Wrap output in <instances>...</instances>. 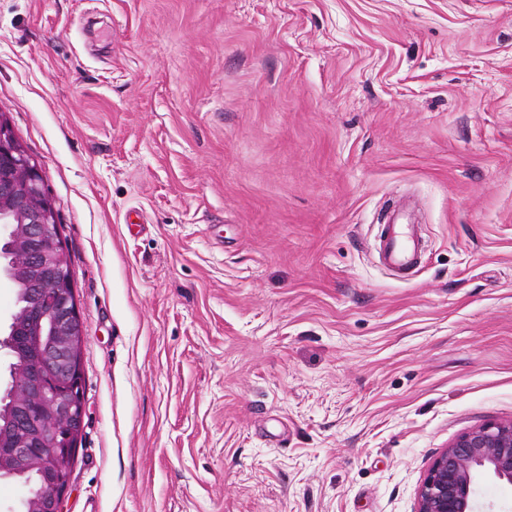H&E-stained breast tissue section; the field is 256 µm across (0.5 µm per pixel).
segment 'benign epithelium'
<instances>
[{"instance_id": "benign-epithelium-1", "label": "benign epithelium", "mask_w": 512, "mask_h": 512, "mask_svg": "<svg viewBox=\"0 0 512 512\" xmlns=\"http://www.w3.org/2000/svg\"><path fill=\"white\" fill-rule=\"evenodd\" d=\"M0 224L9 241L10 281L24 269L49 271L27 289L29 304L10 322V421L0 446V469L39 471L42 492L26 497V512H64L78 441L83 431V327L73 277L58 232L55 203L37 163L0 114ZM512 484V421L487 422L460 435L431 462L417 493L416 512H475L480 474Z\"/></svg>"}]
</instances>
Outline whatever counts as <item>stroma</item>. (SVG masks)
<instances>
[{"instance_id": "35a3bbf8", "label": "stroma", "mask_w": 512, "mask_h": 512, "mask_svg": "<svg viewBox=\"0 0 512 512\" xmlns=\"http://www.w3.org/2000/svg\"><path fill=\"white\" fill-rule=\"evenodd\" d=\"M0 113L83 323L66 512H415L512 420V0H0ZM401 216L393 211L380 236L379 258L389 270L412 273L420 263L422 247L412 224H402Z\"/></svg>"}]
</instances>
